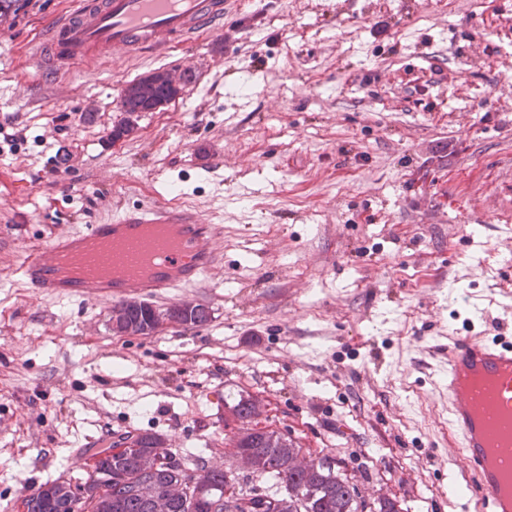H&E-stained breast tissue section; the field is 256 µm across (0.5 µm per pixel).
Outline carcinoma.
I'll list each match as a JSON object with an SVG mask.
<instances>
[{"label": "carcinoma", "mask_w": 512, "mask_h": 512, "mask_svg": "<svg viewBox=\"0 0 512 512\" xmlns=\"http://www.w3.org/2000/svg\"><path fill=\"white\" fill-rule=\"evenodd\" d=\"M179 306L191 312V326L207 324L211 318L208 307L200 303L181 302ZM112 315L125 326L139 330L146 323L147 310L133 301L122 302L112 308ZM225 410L231 414L237 428L230 438L237 449L252 448L256 466L250 470L252 476L261 479H274L284 484V493L277 501H288V508L280 509L272 505L271 494L260 486L245 489L238 486L237 504L224 506V512H397L390 500L378 502L377 510L369 508V503L360 495L358 488L347 476L332 466L327 457L322 461L328 464L323 468L310 459L305 464L299 461L302 448L288 434L276 431L268 435L251 432V422L257 416L255 398L247 395H227ZM101 466L118 470L129 480L140 478L138 455L123 459L104 455ZM53 483L46 482L30 494V512H72L70 502L49 494ZM110 512H152L147 498L135 495L123 483L112 485V510ZM168 512H211L205 500H192L178 495L171 499Z\"/></svg>", "instance_id": "obj_1"}]
</instances>
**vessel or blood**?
Here are the masks:
<instances>
[{"mask_svg": "<svg viewBox=\"0 0 512 512\" xmlns=\"http://www.w3.org/2000/svg\"><path fill=\"white\" fill-rule=\"evenodd\" d=\"M223 35L224 0H76L30 61L48 75ZM223 237V225L203 213L160 200L53 235L24 251L17 273L39 299H160L210 278L223 262L216 248ZM438 349L446 358L448 429L464 462L452 494L483 512H512V336L452 329Z\"/></svg>", "mask_w": 512, "mask_h": 512, "instance_id": "vessel-or-blood-1", "label": "vessel or blood"}]
</instances>
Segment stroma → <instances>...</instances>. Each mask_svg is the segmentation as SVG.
Segmentation results:
<instances>
[{
    "mask_svg": "<svg viewBox=\"0 0 512 512\" xmlns=\"http://www.w3.org/2000/svg\"><path fill=\"white\" fill-rule=\"evenodd\" d=\"M22 2L0 25V512L128 431L234 466L233 392L368 501L478 512L450 502L435 347L460 292L512 334V0H227L223 38L53 85L27 54L74 0ZM159 68L193 80L113 139L114 85ZM160 197L224 227L212 281L154 303L206 325L120 338L111 303L19 283L26 248Z\"/></svg>",
    "mask_w": 512,
    "mask_h": 512,
    "instance_id": "stroma-1",
    "label": "stroma"
}]
</instances>
